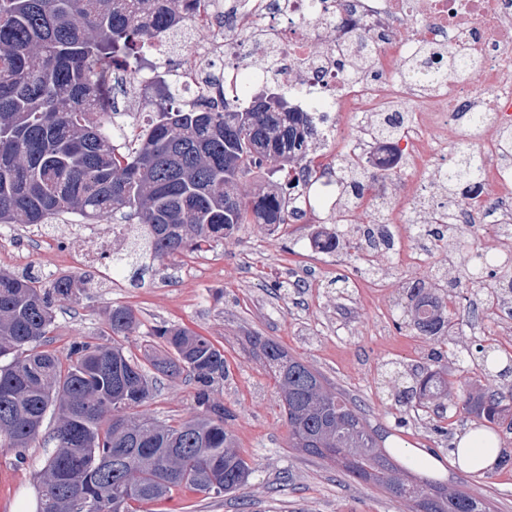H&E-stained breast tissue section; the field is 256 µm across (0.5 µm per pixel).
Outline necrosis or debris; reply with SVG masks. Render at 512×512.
Segmentation results:
<instances>
[{"instance_id":"4bbe7bcc","label":"necrosis or debris","mask_w":512,"mask_h":512,"mask_svg":"<svg viewBox=\"0 0 512 512\" xmlns=\"http://www.w3.org/2000/svg\"><path fill=\"white\" fill-rule=\"evenodd\" d=\"M195 23L214 28L210 42L188 55L176 77L181 84L209 88L219 74L229 96L240 94L239 60L262 69L278 52L280 64L272 81L286 88L294 107L315 111L316 100L330 103L321 139L353 125L347 149L371 161L374 177L365 190L384 204L383 174L389 161H402L414 172L411 197L428 199L429 174L444 171L453 156L446 132L455 129L460 143L479 147L483 175L478 201L459 196L451 203L459 224L497 227L502 254L512 253V238L500 228L512 224V166L500 154V136L512 130V0H201ZM330 29L329 41L319 33ZM365 59L358 73L338 65L347 54ZM462 55L469 67L447 74V58ZM421 57L423 71L442 74L434 88L403 78L405 62ZM408 113L400 142L377 148L369 124L378 116ZM488 122L473 128V113ZM344 185L334 167L310 177L306 194L294 197L289 209L296 222H306L310 197H339ZM127 242L121 225L90 229L82 264L97 266L121 254Z\"/></svg>"}]
</instances>
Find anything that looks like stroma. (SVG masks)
<instances>
[{"mask_svg":"<svg viewBox=\"0 0 512 512\" xmlns=\"http://www.w3.org/2000/svg\"><path fill=\"white\" fill-rule=\"evenodd\" d=\"M313 223L247 224L230 240L204 252H187L175 262L154 265L144 275L103 264L81 263L84 232L68 215L42 228L0 224V270L42 282L65 274L86 278L76 300L57 309L49 344L66 358L72 342L98 336L111 306L131 307L139 325L125 349L144 357L154 327L187 328L223 348L229 374L216 397L234 414L228 423L235 446L252 469L247 486L218 497L189 489L173 490L154 512H408L406 503L341 473L330 461L288 445V425L279 389L248 342L266 336L316 368L331 389L361 404L380 447L432 452L441 461L450 454L434 431L447 427L451 438L473 429L475 418L448 405L443 414L399 402L403 379L389 378L383 365L401 362L413 370L441 354L451 379L484 384L473 353L485 346L512 356V318L490 304L475 287L449 288L448 315L459 322L453 340H430L403 321L407 292L417 283L436 287L435 265L461 268V252L422 248L417 227L425 216L399 225L393 252L378 249L363 260L347 249L318 247V228H333L331 200L312 198ZM153 396L137 415L166 424L195 415L194 385L185 378L153 374ZM48 448L36 445L24 463L0 449V512H11L22 495L38 492L37 473ZM450 487L486 500L491 512H512V464L482 479L448 471Z\"/></svg>","mask_w":512,"mask_h":512,"instance_id":"stroma-1","label":"stroma"}]
</instances>
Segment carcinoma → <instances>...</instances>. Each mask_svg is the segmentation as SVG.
<instances>
[{
  "mask_svg": "<svg viewBox=\"0 0 512 512\" xmlns=\"http://www.w3.org/2000/svg\"><path fill=\"white\" fill-rule=\"evenodd\" d=\"M196 0H0V224H47L66 214L102 220L117 213L144 229L140 243L112 261L143 274L154 263L219 241L243 224H286L288 198L302 191L303 173L319 138L317 120L268 90L247 107L197 96L173 106L180 86L162 75L148 79L158 99L142 107L157 118L136 133L117 110L112 81L139 77L152 41L189 28ZM398 120L376 128L392 142ZM279 182L242 192L246 179L267 166ZM347 182L346 205H359L370 170L337 161ZM482 166L470 146L457 150L447 183L476 190ZM437 240L461 249L474 227L435 216ZM350 241V230L324 233L322 249ZM391 248L381 224L363 231L354 249ZM491 298L512 296V263L476 251L454 280ZM85 287L62 275L42 287L27 276L0 272V448L17 460L54 421L55 451L39 474V512H151L177 487L203 494L244 488L252 473L224 424L233 413L214 398L228 366L224 350L181 328L154 329L146 360L127 354L117 338L139 324L123 305L106 316V333L69 347L64 365L47 349L55 303L73 301ZM409 323L424 336L453 338L441 288L408 290ZM281 391L288 447L328 459L358 481L411 504V512H487L486 503L426 480L417 492L407 472L379 447L355 404L331 390L324 376L278 342L252 336ZM485 376L512 374V357L479 349ZM194 383L196 415L160 425L129 411L153 394L148 370ZM401 398L421 407L456 397L468 415L512 430V384L452 389L448 368L434 358L411 374Z\"/></svg>",
  "mask_w": 512,
  "mask_h": 512,
  "instance_id": "obj_1",
  "label": "carcinoma"
}]
</instances>
